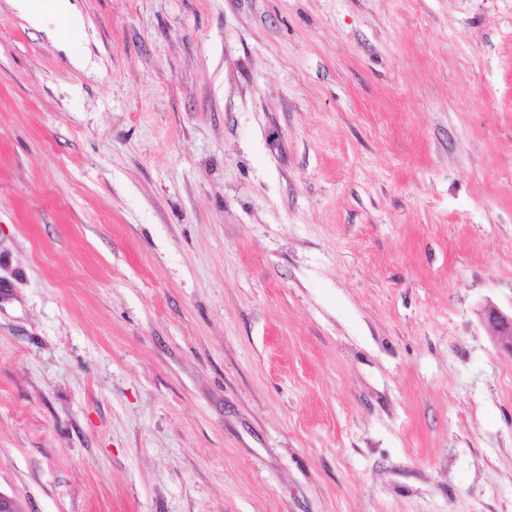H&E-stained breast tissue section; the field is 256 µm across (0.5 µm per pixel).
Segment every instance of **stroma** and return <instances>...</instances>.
<instances>
[{
    "label": "stroma",
    "mask_w": 512,
    "mask_h": 512,
    "mask_svg": "<svg viewBox=\"0 0 512 512\" xmlns=\"http://www.w3.org/2000/svg\"><path fill=\"white\" fill-rule=\"evenodd\" d=\"M0 0V492L512 512V0ZM49 4L44 3V0H15L16 7L23 13L29 15L34 20H37L45 12L48 7L57 18L66 21L69 24L75 23V17L71 10L69 0H50ZM482 316L494 329L501 347L512 355V311L509 314L494 304H488L483 308Z\"/></svg>",
    "instance_id": "1"
}]
</instances>
